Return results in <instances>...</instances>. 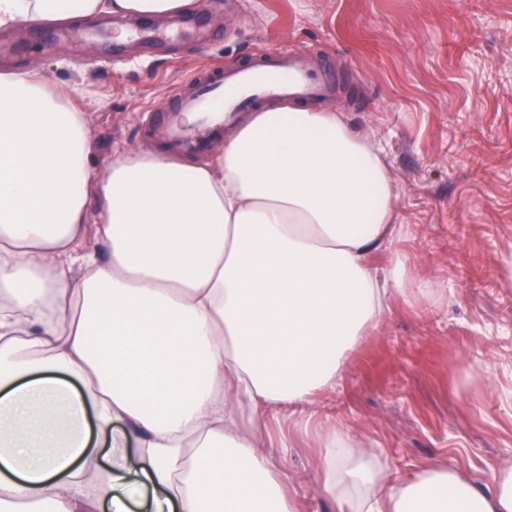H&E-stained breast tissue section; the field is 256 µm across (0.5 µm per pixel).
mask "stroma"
I'll list each match as a JSON object with an SVG mask.
<instances>
[{
	"instance_id": "stroma-1",
	"label": "stroma",
	"mask_w": 512,
	"mask_h": 512,
	"mask_svg": "<svg viewBox=\"0 0 512 512\" xmlns=\"http://www.w3.org/2000/svg\"><path fill=\"white\" fill-rule=\"evenodd\" d=\"M187 16L203 18L205 43L129 40L115 52L99 19L71 25L67 40L34 24L5 67L77 92L102 166L118 149L157 151L144 111L191 72L273 46L318 49L345 85L323 110L383 147L408 229L399 248L446 295L394 298L311 410L347 425L395 478L443 466L486 489L512 462V282L501 263L512 253V0H200ZM258 434L284 444L274 462L298 512H336L314 437L271 411Z\"/></svg>"
}]
</instances>
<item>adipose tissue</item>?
<instances>
[{"label": "adipose tissue", "mask_w": 512, "mask_h": 512, "mask_svg": "<svg viewBox=\"0 0 512 512\" xmlns=\"http://www.w3.org/2000/svg\"><path fill=\"white\" fill-rule=\"evenodd\" d=\"M198 0H78L70 18L165 17ZM0 0V26L60 18ZM73 96L0 72V512H131L85 417L134 450L153 512H297L256 434L334 388L392 297L435 282L394 243L383 150L339 115L277 106L228 128L202 164L90 158ZM347 430L325 438L336 512H512V463L488 491L440 466L391 480Z\"/></svg>", "instance_id": "1"}]
</instances>
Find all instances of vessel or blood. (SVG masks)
I'll return each mask as SVG.
<instances>
[{"mask_svg":"<svg viewBox=\"0 0 512 512\" xmlns=\"http://www.w3.org/2000/svg\"><path fill=\"white\" fill-rule=\"evenodd\" d=\"M129 38L152 45L183 39L201 40L200 31L173 19L164 28L136 22ZM335 75L315 48H274L222 73L202 72L170 94L167 107L150 109L148 130L168 152L197 154L214 131L236 123L272 100L317 103L335 94Z\"/></svg>","mask_w":512,"mask_h":512,"instance_id":"1","label":"vessel or blood"}]
</instances>
